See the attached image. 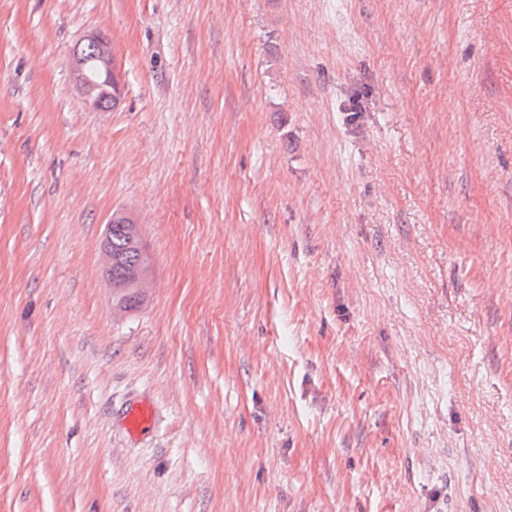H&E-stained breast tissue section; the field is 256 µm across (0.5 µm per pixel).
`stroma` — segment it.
Returning <instances> with one entry per match:
<instances>
[{"label": "stroma", "mask_w": 512, "mask_h": 512, "mask_svg": "<svg viewBox=\"0 0 512 512\" xmlns=\"http://www.w3.org/2000/svg\"><path fill=\"white\" fill-rule=\"evenodd\" d=\"M0 512H512V0H0ZM84 42L91 47L93 53L88 50L87 46H83V53L79 50H74L72 53V73L74 80L75 90L79 95L84 97L95 109H101V104L94 98H92L88 92V77L87 72L90 68L93 69L97 77L102 82L109 86L112 90V107L116 104L120 98V92H117L115 84L112 85V79H116V68L113 63L112 46L108 39L105 37L94 34L84 39ZM103 83L94 81L90 86V91L94 96L99 98H107L109 88L104 86ZM120 94V95H119ZM112 232L108 235L106 225L105 237L111 248L103 241L100 247V264L106 286L112 293V312L123 315L135 311L144 304L148 297L149 280L143 281L146 288H115L112 282L128 283L133 277L136 266L140 264L143 243L141 234L135 231V225L121 213L112 214L108 222ZM124 422L125 428L131 436H139L156 427L157 415L149 403L134 401L126 409Z\"/></svg>", "instance_id": "35a3bbf8"}]
</instances>
